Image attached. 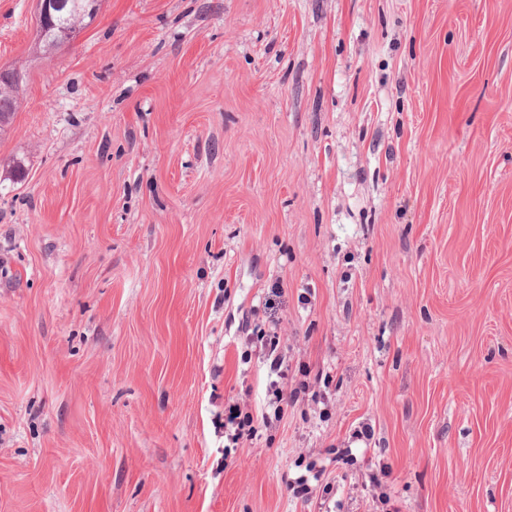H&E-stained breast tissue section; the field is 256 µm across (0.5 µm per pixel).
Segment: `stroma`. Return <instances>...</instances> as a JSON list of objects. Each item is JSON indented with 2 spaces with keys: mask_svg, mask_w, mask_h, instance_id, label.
<instances>
[{
  "mask_svg": "<svg viewBox=\"0 0 512 512\" xmlns=\"http://www.w3.org/2000/svg\"><path fill=\"white\" fill-rule=\"evenodd\" d=\"M1 66L0 512H512V0H0ZM67 9L62 11L67 2L64 0H36L37 45L42 46L44 55H50L52 49L60 41H74L86 29L73 32H55L53 17L56 14L58 23L64 27L84 26L88 22L87 11L90 8L88 0H67ZM62 11V12H60ZM61 44V42L59 43ZM58 44V45H59ZM57 45V46H58ZM264 412L261 415L253 413L243 414L237 405H229L226 418H224V434L234 444L244 437H250L258 432L261 423H265Z\"/></svg>",
  "mask_w": 512,
  "mask_h": 512,
  "instance_id": "1",
  "label": "stroma"
}]
</instances>
